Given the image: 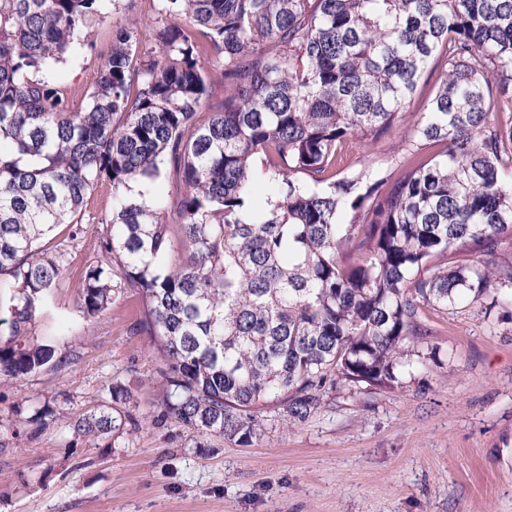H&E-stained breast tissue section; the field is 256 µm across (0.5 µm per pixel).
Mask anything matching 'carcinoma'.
Segmentation results:
<instances>
[{
    "label": "carcinoma",
    "instance_id": "carcinoma-1",
    "mask_svg": "<svg viewBox=\"0 0 512 512\" xmlns=\"http://www.w3.org/2000/svg\"><path fill=\"white\" fill-rule=\"evenodd\" d=\"M105 0H0V378L66 360L29 339L65 282L57 239L84 233L101 182L112 211L85 268L80 312L112 306V266L143 303L136 331L164 361V416L249 444L262 407L306 420L326 386L395 390L413 367L425 307L453 308L512 283V0H161L185 25L134 30L102 53L83 108L30 71L77 45ZM224 61V107L201 109L199 67ZM444 66L417 119L406 108ZM405 127L395 167L339 168L352 141ZM440 150L426 158L427 145ZM168 165L185 258L151 198ZM476 246L480 259H450ZM111 402L72 425L120 433Z\"/></svg>",
    "mask_w": 512,
    "mask_h": 512
}]
</instances>
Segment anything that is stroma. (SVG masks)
I'll return each mask as SVG.
<instances>
[{"label": "stroma", "instance_id": "obj_1", "mask_svg": "<svg viewBox=\"0 0 512 512\" xmlns=\"http://www.w3.org/2000/svg\"><path fill=\"white\" fill-rule=\"evenodd\" d=\"M160 0L106 5L91 38L37 71L76 107L117 30L134 29L145 51L166 23ZM110 187L88 198L85 233L69 244V278L53 289L32 337L67 355L59 370L0 382V512H512V287L454 308H424L431 329L401 389H329L302 422L262 413L251 444L205 437L161 417L163 362L135 330L142 301L117 290L95 322L79 315L84 270L95 257ZM131 390L126 432L93 440L72 424ZM47 407L57 421L28 423Z\"/></svg>", "mask_w": 512, "mask_h": 512}]
</instances>
